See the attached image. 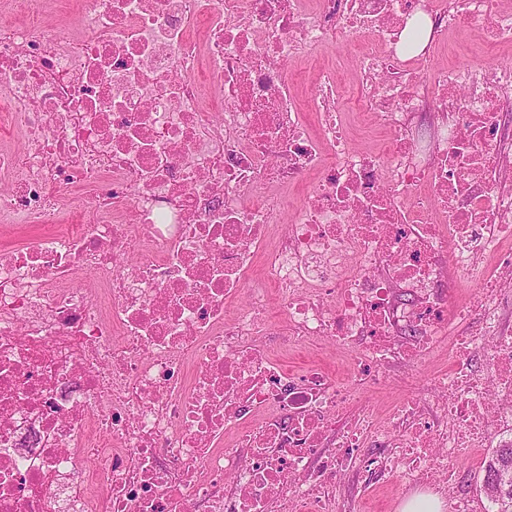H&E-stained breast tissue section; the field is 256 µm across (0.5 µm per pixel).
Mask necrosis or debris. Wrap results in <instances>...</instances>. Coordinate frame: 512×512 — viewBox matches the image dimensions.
Returning <instances> with one entry per match:
<instances>
[{
  "mask_svg": "<svg viewBox=\"0 0 512 512\" xmlns=\"http://www.w3.org/2000/svg\"><path fill=\"white\" fill-rule=\"evenodd\" d=\"M0 11V227L30 232L0 251V512H336L349 471L443 483L512 440V67L434 64L474 22L512 44V0ZM339 42L361 61L349 114L334 67L305 99L286 68ZM321 341L348 380L283 363ZM442 349L438 401L354 411Z\"/></svg>",
  "mask_w": 512,
  "mask_h": 512,
  "instance_id": "obj_1",
  "label": "necrosis or debris"
}]
</instances>
